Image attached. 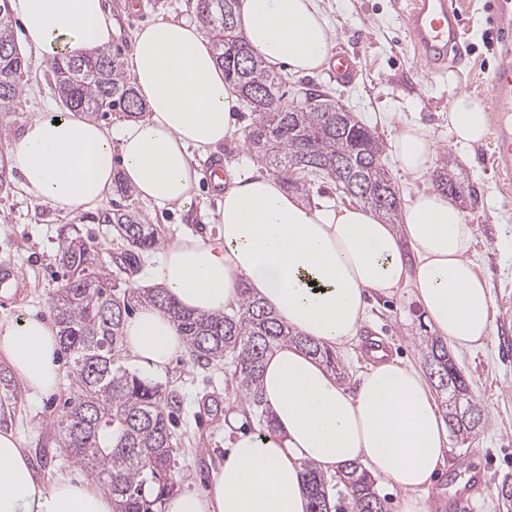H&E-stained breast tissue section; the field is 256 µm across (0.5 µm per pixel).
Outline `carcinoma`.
Segmentation results:
<instances>
[{"label":"carcinoma","instance_id":"cac0c4a2","mask_svg":"<svg viewBox=\"0 0 512 512\" xmlns=\"http://www.w3.org/2000/svg\"><path fill=\"white\" fill-rule=\"evenodd\" d=\"M239 0H196L202 30L210 39L224 76L254 117L245 140L257 161L270 166L288 188L305 189L299 175L330 179L336 189L397 222L400 199L388 170L381 163L376 133L356 119L326 92L314 91L302 101L285 100L282 78L269 69L242 36L238 25ZM58 96L69 112L105 119L113 112L135 116L144 111L134 88L123 75L120 52L104 48L80 58L56 52L47 59ZM25 60L17 50L10 0H0V116L16 111ZM389 192L384 203L376 190ZM116 224L127 247L112 257L124 273L134 272L143 252L158 245L150 224L132 210L118 209L104 216ZM68 274L65 288L52 298L50 311L60 346L69 358V397L53 426L65 439L74 463L97 472L112 495L115 512H161L172 487V423L181 398L174 391L148 383L118 364L123 327L132 300L168 312L186 344L193 365L209 369L234 358L235 376L243 398L261 410L260 377L268 353L296 343L320 358L330 370L339 367L325 345L297 335L248 289L229 312L197 315L176 307L161 288L143 295L119 293L102 249L79 234L65 237L56 256ZM427 371L444 372L450 384L436 379L444 395L448 427L457 435L472 431L458 417L477 406L465 376L456 367L448 345L437 337L421 342ZM310 496V512H384L374 480L358 462L329 477L312 463L303 465ZM346 491V505L332 503L338 485Z\"/></svg>","mask_w":512,"mask_h":512}]
</instances>
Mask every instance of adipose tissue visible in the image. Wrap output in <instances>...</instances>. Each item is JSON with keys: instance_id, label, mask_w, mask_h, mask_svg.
Masks as SVG:
<instances>
[{"instance_id": "ef3b65f1", "label": "adipose tissue", "mask_w": 512, "mask_h": 512, "mask_svg": "<svg viewBox=\"0 0 512 512\" xmlns=\"http://www.w3.org/2000/svg\"><path fill=\"white\" fill-rule=\"evenodd\" d=\"M28 47L71 56L108 46L112 17L103 0H11ZM238 21L267 64L311 72L329 59L333 29L317 0H240ZM124 70L146 115L109 130L72 113H42L24 126L10 167L29 197L64 213L102 206L116 179L160 207L190 208L193 156L234 132L238 95L224 78L200 26L160 19L141 28ZM459 144L488 134L483 100L459 94L448 114ZM399 167L427 177L437 148L406 126L393 142ZM215 220L219 236L169 239L146 267L148 284L198 314L236 305L241 289L302 336L334 347L351 344L369 292L411 283L428 324L452 347L481 346L491 334V296L470 258L473 229L445 193L409 201L401 223L335 204L310 205L260 172L234 175ZM125 346L136 362L163 372L185 346L173 319L143 306L126 321ZM59 337L49 320H0V355L31 393L60 382ZM270 429L242 433L224 423L231 447L202 493L171 496L166 512H308L304 463L326 471L361 461L406 494L403 512H428L423 493L442 462L448 437L425 376L399 360L371 365L348 392L318 359L295 344L265 361L260 379ZM0 512H113L95 483L58 476L44 482L18 435L0 431Z\"/></svg>"}]
</instances>
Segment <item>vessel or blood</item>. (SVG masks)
Segmentation results:
<instances>
[{"label":"vessel or blood","instance_id":"b4317fda","mask_svg":"<svg viewBox=\"0 0 512 512\" xmlns=\"http://www.w3.org/2000/svg\"><path fill=\"white\" fill-rule=\"evenodd\" d=\"M403 21L414 50L425 66L443 69L460 44L462 18L456 0H407ZM332 74L340 81L356 73L353 57L336 53L329 61ZM490 98L499 123L494 160L498 169L512 175V61L503 60L492 75Z\"/></svg>","mask_w":512,"mask_h":512}]
</instances>
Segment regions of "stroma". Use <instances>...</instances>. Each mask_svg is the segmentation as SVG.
<instances>
[{"instance_id": "1", "label": "stroma", "mask_w": 512, "mask_h": 512, "mask_svg": "<svg viewBox=\"0 0 512 512\" xmlns=\"http://www.w3.org/2000/svg\"><path fill=\"white\" fill-rule=\"evenodd\" d=\"M333 28V47L354 57V79L340 82L328 68L304 74L279 67L277 73L287 90L299 88L327 91L355 116L371 127L383 144L382 160L401 202L435 187L433 178L418 180L397 166L390 141L404 125L420 126L435 141L438 155L450 156V173L473 199L460 207L474 230L471 260L490 288L492 333L485 345L453 350L457 366L466 375L474 400L484 408L486 419L466 440L449 437L444 461L432 477L425 497L429 512H448L449 491L462 488L469 497L468 512H512V502L497 492L503 480L512 481V184L505 183L493 162V138L461 146L448 130V114L459 93L489 99L488 77L498 65L504 48L499 39L501 17L496 0H458L462 15L461 43L464 61L441 72L431 71L415 56L402 21L404 0H318ZM196 0H105L112 14V44L122 55L133 48L135 32L157 19L196 21ZM17 47L29 64L23 78V93L16 112L0 122V156L18 140L25 123L34 115L61 110L53 95L54 81L42 55L25 42ZM252 120L246 108L237 112V132L224 144L198 158L206 170L214 158L225 169L254 165L245 144ZM220 194L207 180H200L196 203L190 209H169L138 197L113 193L104 207L80 213H62L30 199L15 172H7L0 187V265L15 267L22 286L13 296L0 300V319L34 314L50 315V302L64 284L56 255L67 234L79 232L113 254L122 241L114 225L103 223L105 213L115 209L137 211L144 223L153 225L160 241L177 234H217L215 213ZM430 329L413 296L410 284L392 294L370 293L365 318L353 342L339 350L343 364L339 380L355 391L372 363L367 354L370 339L382 340L389 356L424 368L420 347ZM130 372L166 390H177L183 407L178 413L171 468L175 490L205 492L212 474L224 462L227 438L224 419L242 411L240 431L253 433L259 425L251 408L240 398L232 361L204 371L188 355L176 357L163 373L139 366L129 353L120 356ZM69 395L68 380L48 395L19 390L17 398L0 397V430L15 431L37 473L47 481L58 475L95 481L90 469L68 463L62 439L52 421ZM486 471L490 484L472 478Z\"/></svg>"}]
</instances>
